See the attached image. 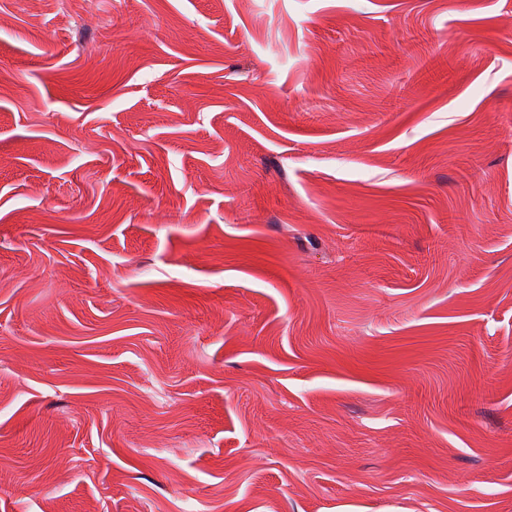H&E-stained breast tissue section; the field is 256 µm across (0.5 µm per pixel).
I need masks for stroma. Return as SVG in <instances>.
I'll list each match as a JSON object with an SVG mask.
<instances>
[{
  "label": "stroma",
  "instance_id": "1",
  "mask_svg": "<svg viewBox=\"0 0 512 512\" xmlns=\"http://www.w3.org/2000/svg\"><path fill=\"white\" fill-rule=\"evenodd\" d=\"M0 512H512V0H0Z\"/></svg>",
  "mask_w": 512,
  "mask_h": 512
}]
</instances>
